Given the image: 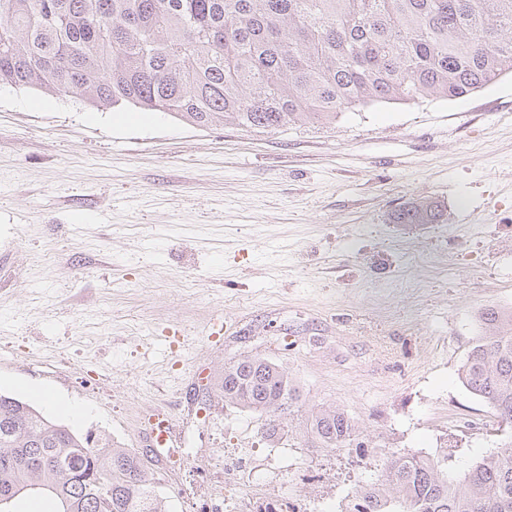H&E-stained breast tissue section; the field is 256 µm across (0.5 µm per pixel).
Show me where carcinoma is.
<instances>
[{"label":"carcinoma","mask_w":512,"mask_h":512,"mask_svg":"<svg viewBox=\"0 0 512 512\" xmlns=\"http://www.w3.org/2000/svg\"><path fill=\"white\" fill-rule=\"evenodd\" d=\"M512 74V0H0V87L128 105L188 125L273 131L326 124L373 104L456 100ZM420 201L397 224H437ZM463 386L512 425V312L485 308ZM224 406L266 415L302 403L288 370L261 356L224 366ZM306 430L336 450L356 436L341 409ZM48 495L57 512H167L140 454L92 444L29 403L0 394L1 501ZM344 512H512V441L461 477L391 451L382 481Z\"/></svg>","instance_id":"carcinoma-1"}]
</instances>
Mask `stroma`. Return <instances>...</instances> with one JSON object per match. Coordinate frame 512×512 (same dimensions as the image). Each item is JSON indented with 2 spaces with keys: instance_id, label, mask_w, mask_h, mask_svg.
Instances as JSON below:
<instances>
[{
  "instance_id": "35a3bbf8",
  "label": "stroma",
  "mask_w": 512,
  "mask_h": 512,
  "mask_svg": "<svg viewBox=\"0 0 512 512\" xmlns=\"http://www.w3.org/2000/svg\"><path fill=\"white\" fill-rule=\"evenodd\" d=\"M424 200L440 223H394ZM489 306L512 308L510 74L264 133L0 88V393L140 454L153 413L205 404L157 483L170 512L216 448L246 462L229 512L277 491L341 512L392 450L466 472L508 440L459 378ZM254 355L302 395L276 445L219 393ZM329 408L365 463L306 434Z\"/></svg>"
}]
</instances>
